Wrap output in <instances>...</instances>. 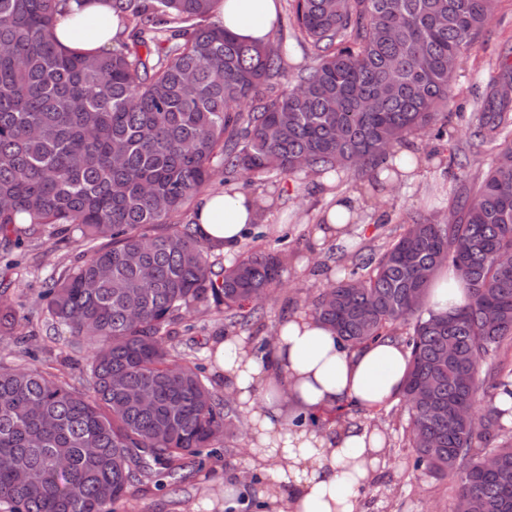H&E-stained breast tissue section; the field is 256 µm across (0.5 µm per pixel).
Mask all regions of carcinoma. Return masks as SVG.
<instances>
[{
	"mask_svg": "<svg viewBox=\"0 0 512 512\" xmlns=\"http://www.w3.org/2000/svg\"><path fill=\"white\" fill-rule=\"evenodd\" d=\"M66 2L0 0V245L47 226L80 233L88 255L42 299L92 356L80 388L0 366L5 512H117L131 487L179 490L218 452L240 413L169 347L174 326L222 305L228 326L246 328L295 254L282 243L223 264L193 220L172 218L216 166L226 182L381 172L410 135L445 146L459 57L489 11L487 0H288L294 37L315 55L292 74L282 42L247 44L201 24L215 0H112L128 28L122 47L63 51L52 27ZM474 96L469 148L497 156L484 175L458 176V222L418 214L379 247L350 249L348 273L311 315L350 350L403 345L408 466L456 483L452 512H512V361L502 358L512 349V262L502 260L512 254V103L505 92ZM445 266L465 267L472 299L426 318ZM22 320L0 302V332ZM420 382L430 387L421 403ZM463 400L472 415L458 413Z\"/></svg>",
	"mask_w": 512,
	"mask_h": 512,
	"instance_id": "carcinoma-1",
	"label": "carcinoma"
}]
</instances>
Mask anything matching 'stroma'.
I'll list each match as a JSON object with an SVG mask.
<instances>
[{
  "instance_id": "35a3bbf8",
  "label": "stroma",
  "mask_w": 512,
  "mask_h": 512,
  "mask_svg": "<svg viewBox=\"0 0 512 512\" xmlns=\"http://www.w3.org/2000/svg\"><path fill=\"white\" fill-rule=\"evenodd\" d=\"M512 56V0H495L493 13L473 45L462 52L454 83V98L449 112H470L473 92L483 86L490 71ZM452 134L447 153L434 155L426 137H409L408 143L425 156L420 177L395 188L387 196L365 200L359 214L362 229L355 239L361 245H380L385 225H396L407 217L429 214L437 208L450 207L456 179L448 170V156L466 155L469 170L481 174L496 152L485 147L481 153L468 151L469 133L460 120L449 125ZM368 173L358 171L339 178L315 175L273 176L262 182L238 181L237 191L260 193L273 200L263 224L253 225L246 236L248 246L275 245L279 237H287L298 257L283 273L285 285L268 299L262 318L248 332L250 339L273 336L277 325L295 312L304 310L306 302L326 288L343 264L341 255L319 254L317 260L307 258L311 228L318 223L323 210L336 196L366 187ZM79 235L62 240L55 232L23 239L11 250H0V300L18 305L28 319L35 336L23 345L14 337L0 334V365L51 366L61 368L72 383H80L88 374L91 354L74 344L65 328H52L41 300V293L52 277L74 264L84 250ZM184 330L178 331L171 345L199 364L210 388L223 393L224 385L213 369L210 355L213 341L233 335L224 315L217 310L185 314ZM367 423L378 428L385 438L381 464L361 501L362 512H450L453 505L451 480H437L413 474L407 466L411 450L402 441L404 416L391 405L367 412ZM248 436L235 433L226 439L219 457L205 460L193 481L182 490L137 486L130 488L119 512H224V482L228 477H245L253 472L248 451Z\"/></svg>"
}]
</instances>
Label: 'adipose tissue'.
<instances>
[{"instance_id":"adipose-tissue-1","label":"adipose tissue","mask_w":512,"mask_h":512,"mask_svg":"<svg viewBox=\"0 0 512 512\" xmlns=\"http://www.w3.org/2000/svg\"><path fill=\"white\" fill-rule=\"evenodd\" d=\"M277 12L278 0H218L212 20L241 40L264 45L273 39ZM123 30L110 0H68L53 34L63 49L94 53L112 47ZM358 205L357 195L337 196L313 229L312 250L345 243ZM266 206L262 197L243 192L205 195L197 231L224 251H235ZM470 298L468 284L444 268L428 292L425 312L452 313ZM213 363L236 397L254 465L276 474L261 492L272 512H360L361 495L380 463L382 435L363 421L317 428L294 425L292 416L342 404L369 410L399 400L408 365L404 348L385 341L344 349L331 327L300 312L278 325L267 354L252 353L247 339L234 337L216 344Z\"/></svg>"}]
</instances>
